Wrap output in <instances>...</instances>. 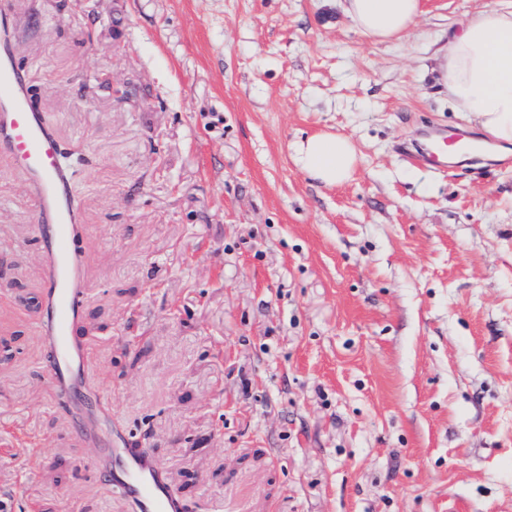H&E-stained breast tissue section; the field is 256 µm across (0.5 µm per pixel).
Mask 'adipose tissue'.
Listing matches in <instances>:
<instances>
[{
    "label": "adipose tissue",
    "mask_w": 512,
    "mask_h": 512,
    "mask_svg": "<svg viewBox=\"0 0 512 512\" xmlns=\"http://www.w3.org/2000/svg\"><path fill=\"white\" fill-rule=\"evenodd\" d=\"M353 26L375 43L401 40L422 15V0H343ZM437 82L448 99L487 142L512 145V4L471 16L437 59ZM360 161L349 136L320 132L295 145V162L332 187L349 181Z\"/></svg>",
    "instance_id": "ef3b65f1"
}]
</instances>
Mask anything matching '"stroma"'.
Listing matches in <instances>:
<instances>
[{
	"mask_svg": "<svg viewBox=\"0 0 512 512\" xmlns=\"http://www.w3.org/2000/svg\"><path fill=\"white\" fill-rule=\"evenodd\" d=\"M497 0H423L376 44L339 0H12L14 55L72 171L91 397L188 512H512V149L435 52ZM353 137L328 187L293 145ZM37 205L0 154V503L130 512L43 374ZM473 138L467 135H450L446 130L431 132L424 141L412 147H404L402 152L416 164L435 168H446L448 147L456 154L468 155L473 148Z\"/></svg>",
	"mask_w": 512,
	"mask_h": 512,
	"instance_id": "stroma-1",
	"label": "stroma"
}]
</instances>
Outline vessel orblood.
Masks as SVG:
<instances>
[{
	"mask_svg": "<svg viewBox=\"0 0 512 512\" xmlns=\"http://www.w3.org/2000/svg\"><path fill=\"white\" fill-rule=\"evenodd\" d=\"M10 22L9 0H0V151L15 161L38 202L34 229L42 246L45 310L40 330L53 352L45 373L61 398L68 399L82 388L89 367L87 353L74 335L84 304L82 259L73 248L78 214L56 137L33 107L26 75L11 53ZM472 148V137L436 130L405 153L416 164L443 168L449 153L466 155ZM94 465L107 471L133 512H185L149 449L113 448Z\"/></svg>",
	"mask_w": 512,
	"mask_h": 512,
	"instance_id": "vessel-or-blood-1",
	"label": "vessel or blood"
}]
</instances>
